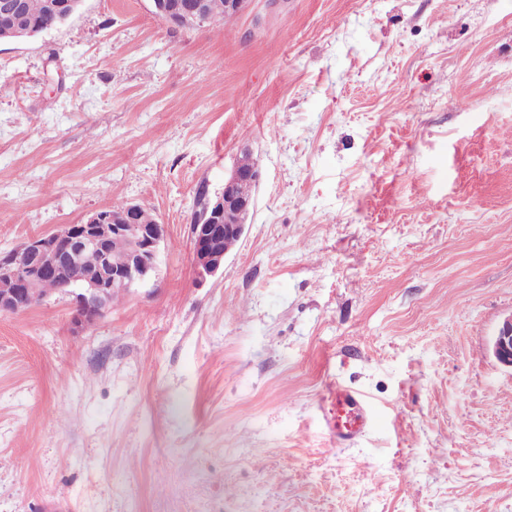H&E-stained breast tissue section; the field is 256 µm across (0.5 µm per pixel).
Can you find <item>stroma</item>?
Masks as SVG:
<instances>
[{
  "label": "stroma",
  "instance_id": "35a3bbf8",
  "mask_svg": "<svg viewBox=\"0 0 512 512\" xmlns=\"http://www.w3.org/2000/svg\"><path fill=\"white\" fill-rule=\"evenodd\" d=\"M245 152L198 280L197 192ZM117 202L168 226L150 283L87 328L61 292L0 314V512H512V0H83L0 42V251ZM165 1L167 0H150L152 12L157 18L172 27L201 28L210 24L206 20H210L213 24L226 22L224 0H204L206 2L205 15L200 4L191 2L194 0H183L186 2L181 3L175 9L168 8ZM252 179L259 183V168L244 171L238 166L224 179V188L209 203L206 188L198 191V210L194 213L192 227V253L194 272L199 280L215 276L224 269V257L227 252L220 246L225 237H235L239 241L245 233L248 215L238 217L232 215V221L239 220L243 224H224L225 216L231 210L253 208L254 200H243L236 194V186L243 179ZM209 204V205H208ZM208 207V219L205 224H197L204 216ZM489 347L498 364L512 369V316L504 319L492 334ZM322 404L325 408L324 425L336 446L354 444L372 420V411L364 396L339 384L329 388Z\"/></svg>",
  "mask_w": 512,
  "mask_h": 512
}]
</instances>
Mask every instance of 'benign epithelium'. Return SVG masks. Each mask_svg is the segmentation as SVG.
I'll use <instances>...</instances> for the list:
<instances>
[{"instance_id":"7a95c632","label":"benign epithelium","mask_w":512,"mask_h":512,"mask_svg":"<svg viewBox=\"0 0 512 512\" xmlns=\"http://www.w3.org/2000/svg\"><path fill=\"white\" fill-rule=\"evenodd\" d=\"M152 12L166 24L177 27L201 28L207 25L201 5L185 0L177 8L167 7L165 0H150ZM260 181L258 169L244 171L235 168L224 179V188L208 205V219L192 225V253L194 272L204 280L224 269L226 251L222 239H241L244 224H227L225 216L236 209L254 206V201L243 200L236 194V186L243 179ZM138 207L129 205L117 214L102 210L89 215L81 224H63L55 230L33 237L8 252H0V313L17 314L41 300L31 285L44 278H54L70 287L74 298V323L89 327L112 308V293L129 291L150 282L157 274L160 246L167 239V225L156 222L141 224ZM128 250L127 265L114 270L107 260L89 270L81 267L87 251L106 255L109 242ZM25 252L30 262L24 267L15 263V255ZM489 347L498 364L512 369V316L503 320L492 334Z\"/></svg>"}]
</instances>
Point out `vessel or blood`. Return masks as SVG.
I'll return each mask as SVG.
<instances>
[{"instance_id":"b4317fda","label":"vessel or blood","mask_w":512,"mask_h":512,"mask_svg":"<svg viewBox=\"0 0 512 512\" xmlns=\"http://www.w3.org/2000/svg\"><path fill=\"white\" fill-rule=\"evenodd\" d=\"M324 425L334 445L354 444L366 431L372 411L364 396L356 391L336 385L323 397Z\"/></svg>"}]
</instances>
